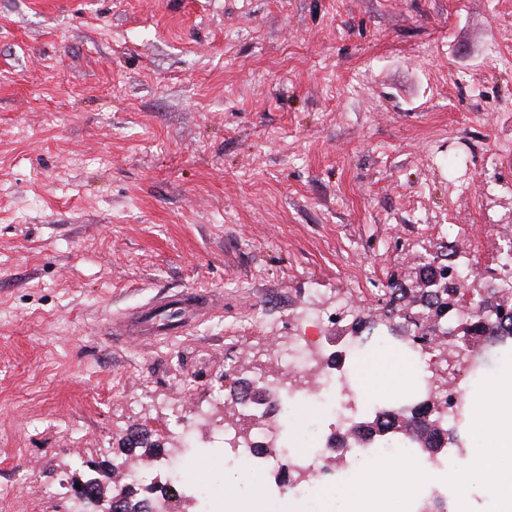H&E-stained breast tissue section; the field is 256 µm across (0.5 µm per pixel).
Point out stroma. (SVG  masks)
Masks as SVG:
<instances>
[{
	"mask_svg": "<svg viewBox=\"0 0 512 512\" xmlns=\"http://www.w3.org/2000/svg\"><path fill=\"white\" fill-rule=\"evenodd\" d=\"M511 241L512 0H0V512H74L61 480L169 447L303 314L439 252L488 285ZM196 288L223 312L107 336Z\"/></svg>",
	"mask_w": 512,
	"mask_h": 512,
	"instance_id": "stroma-1",
	"label": "stroma"
}]
</instances>
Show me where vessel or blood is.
Wrapping results in <instances>:
<instances>
[{
	"mask_svg": "<svg viewBox=\"0 0 512 512\" xmlns=\"http://www.w3.org/2000/svg\"><path fill=\"white\" fill-rule=\"evenodd\" d=\"M223 309L222 296L208 290H185L147 302L113 321L111 333L115 340L124 342L181 333L197 320Z\"/></svg>",
	"mask_w": 512,
	"mask_h": 512,
	"instance_id": "1",
	"label": "vessel or blood"
}]
</instances>
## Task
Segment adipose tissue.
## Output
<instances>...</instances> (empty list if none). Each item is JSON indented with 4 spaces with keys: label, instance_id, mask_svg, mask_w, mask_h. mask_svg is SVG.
<instances>
[{
    "label": "adipose tissue",
    "instance_id": "1",
    "mask_svg": "<svg viewBox=\"0 0 512 512\" xmlns=\"http://www.w3.org/2000/svg\"><path fill=\"white\" fill-rule=\"evenodd\" d=\"M469 433L476 441L475 462L457 476L455 512H471L474 494L488 485L512 498V377L491 384L483 407L473 414ZM423 475L414 459L390 457L367 468L345 493L356 512H401Z\"/></svg>",
    "mask_w": 512,
    "mask_h": 512
}]
</instances>
